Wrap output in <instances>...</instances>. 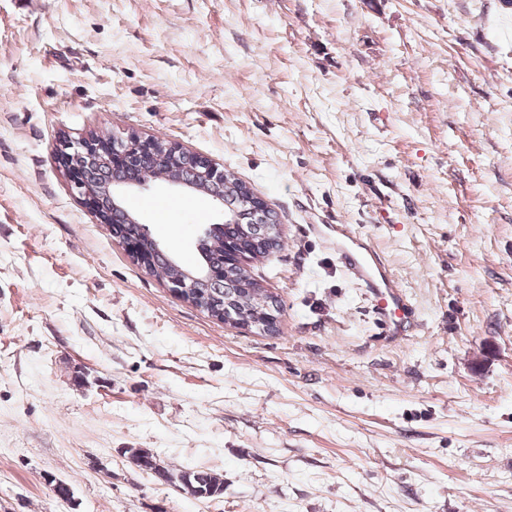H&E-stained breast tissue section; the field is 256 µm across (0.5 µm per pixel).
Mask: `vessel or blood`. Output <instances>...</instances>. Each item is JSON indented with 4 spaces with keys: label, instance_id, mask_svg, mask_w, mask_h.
<instances>
[{
    "label": "vessel or blood",
    "instance_id": "b4317fda",
    "mask_svg": "<svg viewBox=\"0 0 512 512\" xmlns=\"http://www.w3.org/2000/svg\"><path fill=\"white\" fill-rule=\"evenodd\" d=\"M327 231L334 238L346 272L371 296L373 310L388 336L396 339L407 335L413 325L414 311L383 253L350 225L331 224Z\"/></svg>",
    "mask_w": 512,
    "mask_h": 512
}]
</instances>
